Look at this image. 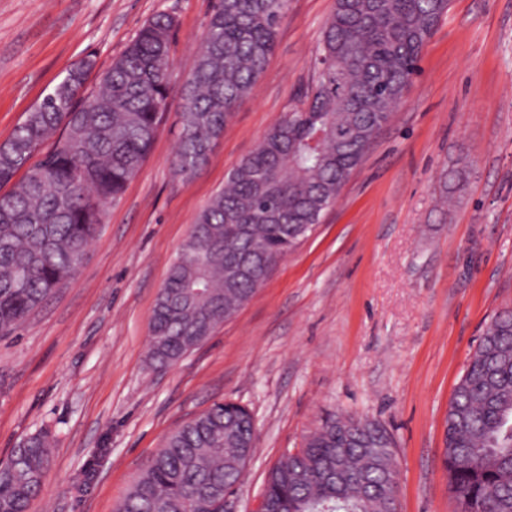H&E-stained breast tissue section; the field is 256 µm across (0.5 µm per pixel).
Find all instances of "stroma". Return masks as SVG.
Listing matches in <instances>:
<instances>
[{
	"label": "stroma",
	"mask_w": 512,
	"mask_h": 512,
	"mask_svg": "<svg viewBox=\"0 0 512 512\" xmlns=\"http://www.w3.org/2000/svg\"><path fill=\"white\" fill-rule=\"evenodd\" d=\"M216 0H0V142L67 68L105 71L166 13L168 108L75 273L0 338V459L38 432L52 455L28 512H114L166 437L213 403L253 416L229 498L252 512L267 471L324 413L395 443L399 512H458L442 463L448 404L491 320L512 310V0H451L416 75L313 233L176 365L149 324L170 265L229 172L310 87L334 0H288L276 47L206 165L177 175L182 88Z\"/></svg>",
	"instance_id": "1"
}]
</instances>
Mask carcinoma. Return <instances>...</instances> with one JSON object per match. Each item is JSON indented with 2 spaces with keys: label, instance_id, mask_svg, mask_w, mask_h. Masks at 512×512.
Instances as JSON below:
<instances>
[{
  "label": "carcinoma",
  "instance_id": "carcinoma-1",
  "mask_svg": "<svg viewBox=\"0 0 512 512\" xmlns=\"http://www.w3.org/2000/svg\"><path fill=\"white\" fill-rule=\"evenodd\" d=\"M449 0H335L316 78L199 212L150 323L149 355L171 367L250 300L306 238L401 103ZM288 0H217L183 91L173 166L190 178L272 55ZM176 22L159 14L89 91L76 64L0 143V336L71 276L106 204L146 162L169 97ZM41 151L31 165L33 154ZM20 179H15L18 173ZM255 443L252 415L216 402L175 429L115 512H224ZM48 435L0 470V512H27L50 463ZM443 463L461 512H512V311L485 329L445 418ZM271 512H397L394 442L379 424L327 413L267 473Z\"/></svg>",
  "mask_w": 512,
  "mask_h": 512
}]
</instances>
